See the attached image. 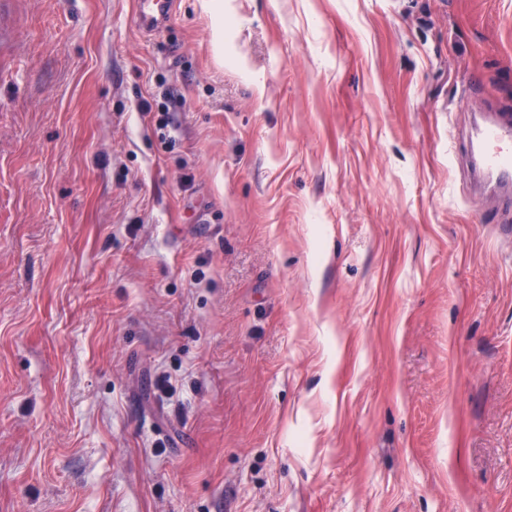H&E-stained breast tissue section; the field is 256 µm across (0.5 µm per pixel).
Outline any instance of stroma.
Returning a JSON list of instances; mask_svg holds the SVG:
<instances>
[{
  "mask_svg": "<svg viewBox=\"0 0 512 512\" xmlns=\"http://www.w3.org/2000/svg\"><path fill=\"white\" fill-rule=\"evenodd\" d=\"M0 0V512H512V0ZM173 0H137V19L139 26L153 30L168 21ZM470 156L483 180L496 187L512 185V114L503 112L487 126L477 127L468 137Z\"/></svg>",
  "mask_w": 512,
  "mask_h": 512,
  "instance_id": "stroma-1",
  "label": "stroma"
}]
</instances>
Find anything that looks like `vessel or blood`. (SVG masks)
I'll return each instance as SVG.
<instances>
[{"instance_id": "1", "label": "vessel or blood", "mask_w": 512, "mask_h": 512, "mask_svg": "<svg viewBox=\"0 0 512 512\" xmlns=\"http://www.w3.org/2000/svg\"><path fill=\"white\" fill-rule=\"evenodd\" d=\"M173 0H137V19L152 30L166 23ZM470 156L484 180L496 187H512V114L505 112L487 126L476 128L468 137Z\"/></svg>"}]
</instances>
